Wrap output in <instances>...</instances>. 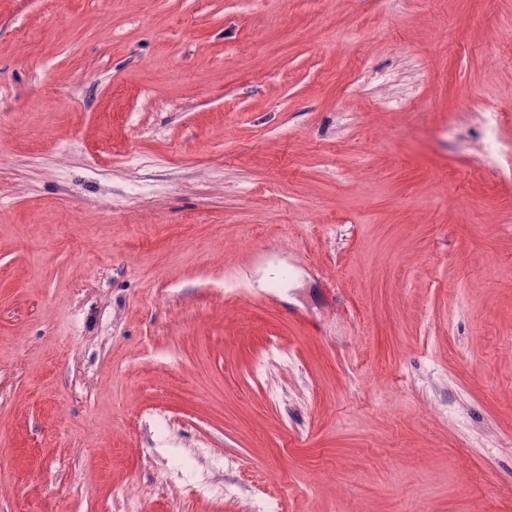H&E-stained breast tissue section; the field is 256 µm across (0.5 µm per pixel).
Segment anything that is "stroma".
Returning <instances> with one entry per match:
<instances>
[{
    "label": "stroma",
    "instance_id": "35a3bbf8",
    "mask_svg": "<svg viewBox=\"0 0 512 512\" xmlns=\"http://www.w3.org/2000/svg\"><path fill=\"white\" fill-rule=\"evenodd\" d=\"M474 98L512 0H0V512H512Z\"/></svg>",
    "mask_w": 512,
    "mask_h": 512
}]
</instances>
